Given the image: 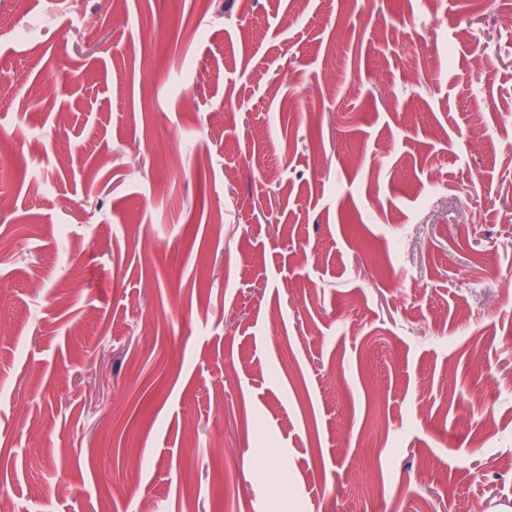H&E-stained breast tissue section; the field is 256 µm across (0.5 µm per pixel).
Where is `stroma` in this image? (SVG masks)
Returning <instances> with one entry per match:
<instances>
[{"label": "stroma", "mask_w": 512, "mask_h": 512, "mask_svg": "<svg viewBox=\"0 0 512 512\" xmlns=\"http://www.w3.org/2000/svg\"><path fill=\"white\" fill-rule=\"evenodd\" d=\"M508 12L0 0L16 512H512Z\"/></svg>", "instance_id": "1"}]
</instances>
